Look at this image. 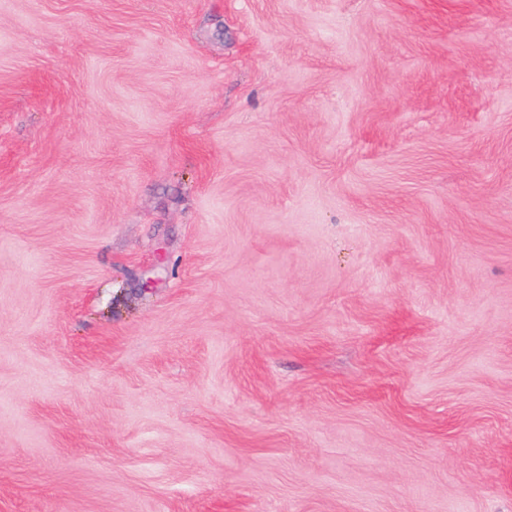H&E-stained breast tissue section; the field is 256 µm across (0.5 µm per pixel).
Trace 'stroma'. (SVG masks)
<instances>
[{"label":"stroma","instance_id":"35a3bbf8","mask_svg":"<svg viewBox=\"0 0 512 512\" xmlns=\"http://www.w3.org/2000/svg\"><path fill=\"white\" fill-rule=\"evenodd\" d=\"M0 512H512V0H0Z\"/></svg>","mask_w":512,"mask_h":512}]
</instances>
